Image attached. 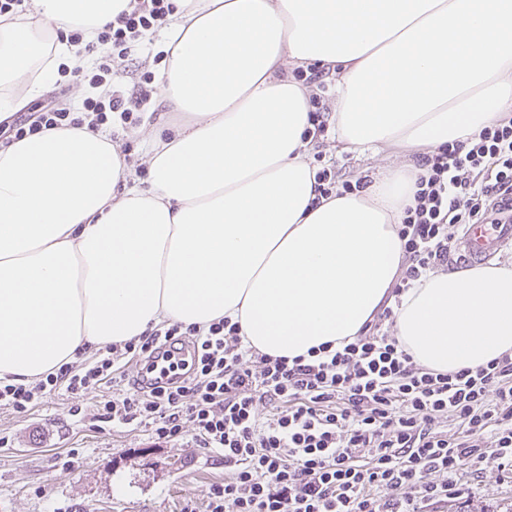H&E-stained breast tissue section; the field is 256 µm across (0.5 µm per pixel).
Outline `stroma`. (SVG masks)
<instances>
[{
  "label": "stroma",
  "instance_id": "obj_1",
  "mask_svg": "<svg viewBox=\"0 0 512 512\" xmlns=\"http://www.w3.org/2000/svg\"><path fill=\"white\" fill-rule=\"evenodd\" d=\"M342 174L373 176L399 166L390 150L337 153ZM99 392L57 390L31 411L0 407V512H207L208 491L224 479L222 455L191 439L163 442L150 427L95 419ZM463 494L442 512H512V478L486 468L462 476Z\"/></svg>",
  "mask_w": 512,
  "mask_h": 512
}]
</instances>
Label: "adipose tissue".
<instances>
[{"instance_id": "ef3b65f1", "label": "adipose tissue", "mask_w": 512, "mask_h": 512, "mask_svg": "<svg viewBox=\"0 0 512 512\" xmlns=\"http://www.w3.org/2000/svg\"><path fill=\"white\" fill-rule=\"evenodd\" d=\"M158 96L181 121L149 141L148 188L106 129L53 127L0 150V380L31 385L162 322L237 321L293 358L359 336L402 262L419 173L317 201L309 91L334 79L339 151L412 155L512 110V0H172ZM129 0H28L0 17V120L88 66L83 44ZM424 367L512 353V263L428 275L394 309Z\"/></svg>"}]
</instances>
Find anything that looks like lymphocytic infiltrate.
<instances>
[{
  "instance_id": "lymphocytic-infiltrate-1",
  "label": "lymphocytic infiltrate",
  "mask_w": 512,
  "mask_h": 512,
  "mask_svg": "<svg viewBox=\"0 0 512 512\" xmlns=\"http://www.w3.org/2000/svg\"><path fill=\"white\" fill-rule=\"evenodd\" d=\"M171 0H130L128 11L85 41L91 68L72 69L64 93L81 92L78 108L58 98L0 121V148L58 127L108 126L127 166H147L127 138L156 92L144 72L131 91L112 89L131 57L150 55ZM310 90L308 134L316 151L315 192L358 194L368 179L339 178L324 149L333 101L324 69L296 68ZM421 173L397 232L404 260L391 289L400 299L428 274L447 270L469 224H497L512 211V117L463 141L418 154ZM385 307L366 331L340 347L323 344L288 359L259 353L229 319L208 328L161 323L142 336L66 364L32 386L0 384V406L33 409L57 386L81 395L112 389L97 405L103 422L150 426L157 439L193 435L197 447L222 451L226 473L213 484L208 512H434L456 498L463 472L485 466L512 475V354L476 368L442 373L414 362ZM136 363L126 378L124 366ZM133 390L117 392L122 381Z\"/></svg>"
}]
</instances>
